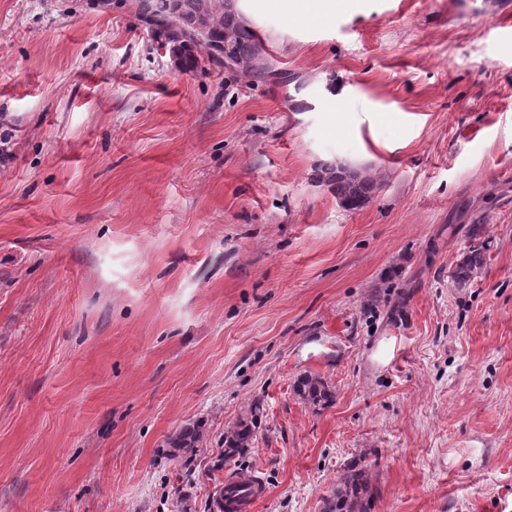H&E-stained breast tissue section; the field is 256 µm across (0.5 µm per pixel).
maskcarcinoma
<instances>
[{
  "instance_id": "cac0c4a2",
  "label": "carcinoma",
  "mask_w": 512,
  "mask_h": 512,
  "mask_svg": "<svg viewBox=\"0 0 512 512\" xmlns=\"http://www.w3.org/2000/svg\"><path fill=\"white\" fill-rule=\"evenodd\" d=\"M138 20L153 25L167 51L178 56L181 65L189 72L202 65L224 67V62L212 57L216 50L229 55L234 66L247 74H268L261 61L267 49L255 31L236 8V0H133ZM195 25L206 28L209 37L191 41L185 29ZM318 180L329 185L339 202L349 210L364 207L379 190L377 180L364 170L343 172L342 168L324 165ZM486 264L484 245H472L455 264L450 277L455 287L467 288L478 271ZM299 395L313 406H325L332 400V393L318 376L306 375L298 383ZM263 407L257 401L250 416L241 418L224 432V461L230 462L243 456L252 447L256 429L259 428ZM205 437L198 429L189 430L172 442L174 448L190 452L203 447ZM375 495L369 470L357 465L347 471L336 486L328 512H369Z\"/></svg>"
}]
</instances>
